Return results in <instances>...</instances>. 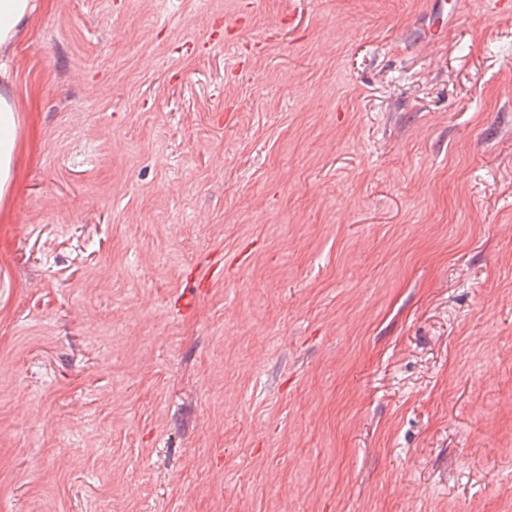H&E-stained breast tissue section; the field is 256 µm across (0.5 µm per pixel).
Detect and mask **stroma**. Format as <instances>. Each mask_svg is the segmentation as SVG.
Masks as SVG:
<instances>
[{
  "label": "stroma",
  "mask_w": 512,
  "mask_h": 512,
  "mask_svg": "<svg viewBox=\"0 0 512 512\" xmlns=\"http://www.w3.org/2000/svg\"><path fill=\"white\" fill-rule=\"evenodd\" d=\"M458 2L48 0L0 512H512V13Z\"/></svg>",
  "instance_id": "stroma-1"
}]
</instances>
